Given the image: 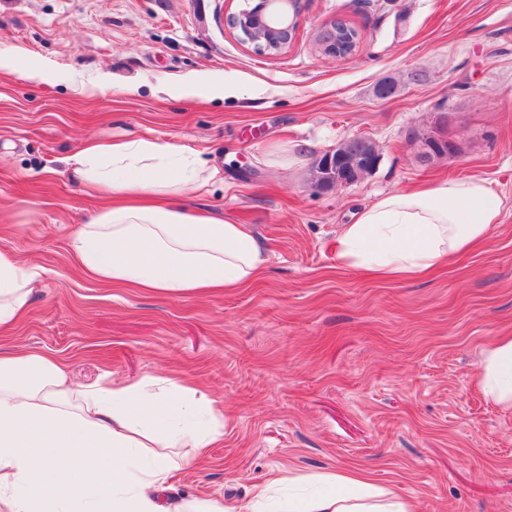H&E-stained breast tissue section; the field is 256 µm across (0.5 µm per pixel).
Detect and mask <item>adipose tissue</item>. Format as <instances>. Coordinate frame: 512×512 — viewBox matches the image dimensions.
Here are the masks:
<instances>
[{
    "label": "adipose tissue",
    "mask_w": 512,
    "mask_h": 512,
    "mask_svg": "<svg viewBox=\"0 0 512 512\" xmlns=\"http://www.w3.org/2000/svg\"><path fill=\"white\" fill-rule=\"evenodd\" d=\"M67 165L105 201L68 242L92 280L207 295L259 277L266 258L249 225L182 204L219 173L200 153L142 138L92 139ZM503 206L476 177L394 192L343 226L336 257L376 278H422L483 241ZM43 273L0 251V335L25 316ZM479 370L485 397L512 407L511 335L484 350ZM213 404L179 381L158 392L145 380L86 384L52 354L0 351V512H417L362 471L277 472L243 505L171 501L175 449L198 453L219 437Z\"/></svg>",
    "instance_id": "1"
}]
</instances>
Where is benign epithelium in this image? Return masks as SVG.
<instances>
[{"label": "benign epithelium", "instance_id": "7a95c632", "mask_svg": "<svg viewBox=\"0 0 512 512\" xmlns=\"http://www.w3.org/2000/svg\"><path fill=\"white\" fill-rule=\"evenodd\" d=\"M246 7L230 18V25L239 39L254 46L261 56L282 53L290 46L296 34V21L302 0H245ZM336 22L323 26L316 43L325 55L336 56ZM363 149L353 157H346L340 149L324 153L317 161L314 171L320 182L330 188L355 183L359 166L373 172L380 162L379 152H370L366 147L372 141L360 138Z\"/></svg>", "mask_w": 512, "mask_h": 512}]
</instances>
